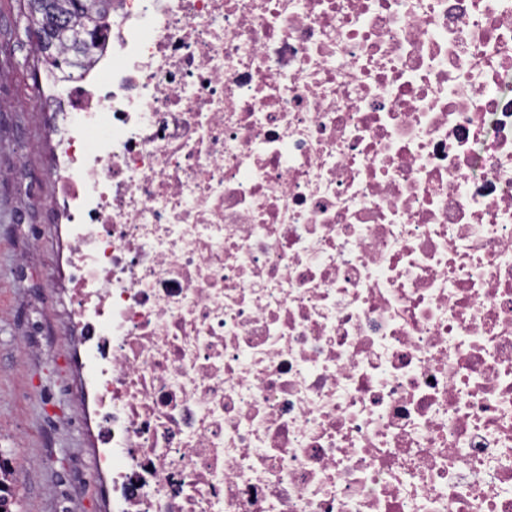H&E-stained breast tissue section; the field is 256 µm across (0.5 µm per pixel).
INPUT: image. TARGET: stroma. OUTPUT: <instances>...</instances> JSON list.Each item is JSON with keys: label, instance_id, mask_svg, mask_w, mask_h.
Returning <instances> with one entry per match:
<instances>
[{"label": "stroma", "instance_id": "35a3bbf8", "mask_svg": "<svg viewBox=\"0 0 512 512\" xmlns=\"http://www.w3.org/2000/svg\"><path fill=\"white\" fill-rule=\"evenodd\" d=\"M14 0H0V431L32 460L19 512H57L50 484L70 490L69 512H112L106 481L93 468L94 426L83 411L76 347L63 342L69 322L61 292L64 240L37 198L51 196L53 115L36 111L32 45ZM25 157L22 180L10 178ZM24 269H17L18 256ZM44 350L19 355L16 339Z\"/></svg>", "mask_w": 512, "mask_h": 512}]
</instances>
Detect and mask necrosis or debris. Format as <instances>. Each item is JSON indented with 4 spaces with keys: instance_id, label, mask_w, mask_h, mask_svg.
<instances>
[{
    "instance_id": "obj_1",
    "label": "necrosis or debris",
    "mask_w": 512,
    "mask_h": 512,
    "mask_svg": "<svg viewBox=\"0 0 512 512\" xmlns=\"http://www.w3.org/2000/svg\"><path fill=\"white\" fill-rule=\"evenodd\" d=\"M59 91L112 512H512V0H113Z\"/></svg>"
}]
</instances>
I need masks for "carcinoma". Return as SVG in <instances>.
Segmentation results:
<instances>
[{
    "label": "carcinoma",
    "mask_w": 512,
    "mask_h": 512,
    "mask_svg": "<svg viewBox=\"0 0 512 512\" xmlns=\"http://www.w3.org/2000/svg\"><path fill=\"white\" fill-rule=\"evenodd\" d=\"M108 0H18L19 11L34 25L39 36L40 59L59 68L70 64L66 52L86 55L89 46L73 40L78 29L103 27Z\"/></svg>",
    "instance_id": "carcinoma-1"
}]
</instances>
